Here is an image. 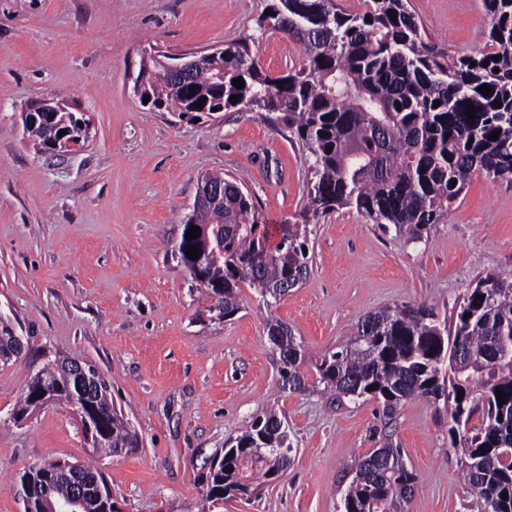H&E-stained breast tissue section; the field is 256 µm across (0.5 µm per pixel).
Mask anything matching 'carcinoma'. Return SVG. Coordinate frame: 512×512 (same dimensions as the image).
Listing matches in <instances>:
<instances>
[{"instance_id": "1", "label": "carcinoma", "mask_w": 512, "mask_h": 512, "mask_svg": "<svg viewBox=\"0 0 512 512\" xmlns=\"http://www.w3.org/2000/svg\"><path fill=\"white\" fill-rule=\"evenodd\" d=\"M312 2L274 0L271 14L260 20L261 29L282 32L303 46L302 61L286 72L270 74L257 64L252 35L201 59L191 99L160 60L141 63L151 75L143 91L150 96L147 106L182 117L201 100L209 116L214 108L271 114L305 150L307 205L301 221L285 225L275 245L235 179L203 176L224 185V203L194 207L183 230L197 226L200 237L188 241L181 235L176 252L214 298L209 310L220 317L239 310L241 284L271 308L290 278L305 279L309 255L303 248L313 218L351 207L383 232L417 243L444 223L474 173L512 182V0H484V50L455 58L431 44L408 0H366L362 14L339 12L329 0L313 9ZM239 77L245 82L241 89L232 85ZM484 84L492 87L487 96L477 91ZM233 95L239 96L235 104ZM81 122L83 117L70 112L45 125L39 139L56 142L65 125L78 135ZM497 130L498 139L490 140ZM193 245L201 251L199 265L186 256ZM501 281L487 274L468 289L452 331L424 304L368 314L340 350L314 364L311 386L301 371L307 362L302 344L285 323L270 318L266 330L279 354L281 385L292 391L320 387L339 400L372 398L387 421L406 400L444 398L448 437L473 490L474 512H512V280L506 288L498 286ZM42 386L69 393L75 382L64 371L43 367L27 380L17 415L35 407L31 395ZM498 389L506 394L502 405ZM96 413L104 419L96 448L119 455L138 447L136 432L116 411L105 382ZM375 445L348 467L352 478L341 493L343 512H403L415 491L418 476L405 464L400 445L389 435ZM295 454L285 421L272 408L261 412L225 444L223 462L201 477L199 512H211L229 497L252 495L259 476L276 481ZM78 472L101 488L79 512H104L112 499L106 479L90 466L80 465ZM27 480L39 485L45 500L70 492L64 471L31 468L19 476V482Z\"/></svg>"}]
</instances>
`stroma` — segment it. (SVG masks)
<instances>
[{
  "instance_id": "stroma-1",
  "label": "stroma",
  "mask_w": 512,
  "mask_h": 512,
  "mask_svg": "<svg viewBox=\"0 0 512 512\" xmlns=\"http://www.w3.org/2000/svg\"><path fill=\"white\" fill-rule=\"evenodd\" d=\"M270 3L0 0V327L27 342L22 359L0 364V512H24L19 472L56 460L93 465L123 512H197L210 459L270 406L288 423L295 460L220 512H342L349 455L373 448L378 403L280 390L254 290L241 286L238 311L217 316L175 251L206 173L236 179L268 226L298 222L304 151L264 114L181 118L143 106L134 91L147 50L220 48L248 35L263 70H288L303 48L258 34ZM409 5L439 50H482L483 0ZM48 95L90 123L70 152L44 151L24 132L23 110ZM308 246L306 279L272 314L314 360L382 307L423 303L451 320L480 276L512 278V183L473 174L447 223L416 244L343 208L310 224ZM56 355L110 384L138 448L97 452L60 403L15 417L27 377ZM447 421L442 399L400 407L394 437L419 477L404 512H468L473 491Z\"/></svg>"
}]
</instances>
